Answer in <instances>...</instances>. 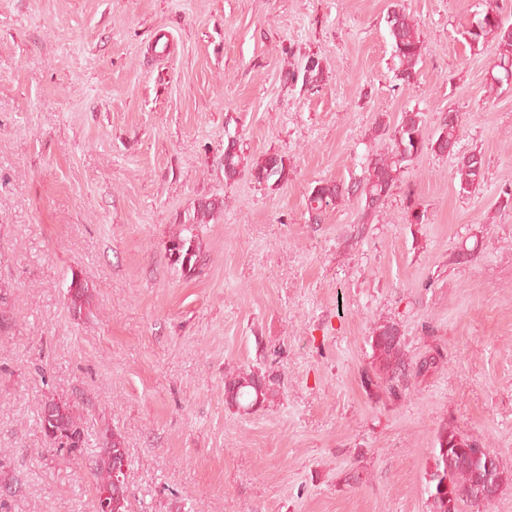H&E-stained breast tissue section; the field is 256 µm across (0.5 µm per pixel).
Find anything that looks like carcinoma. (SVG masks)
Masks as SVG:
<instances>
[{"mask_svg": "<svg viewBox=\"0 0 512 512\" xmlns=\"http://www.w3.org/2000/svg\"><path fill=\"white\" fill-rule=\"evenodd\" d=\"M500 7L496 0H486L485 9L464 31V39L470 48L475 49L488 42L493 44V68L490 86H501L507 69H512V38H506V26L499 19ZM387 23L392 38L394 56L398 59V77L409 84L415 78L417 66L422 59V45L415 25L400 8L388 15ZM320 60L307 58L303 74L292 71L288 79H302L303 85L314 86L321 77ZM462 119L457 112H448L441 117L433 137L423 135V118L420 112H406L394 125L384 118H378L374 131L387 135L391 141L390 151L367 158L363 175L349 182H318L309 191L308 209L314 220L335 208L344 201L360 193L364 201L363 216L376 211L377 204L367 203L368 197L386 199L400 181L403 164L413 157L429 151L436 155H449L457 147ZM470 156H462L457 164L456 175L460 190L472 192L481 186L484 179V164L471 162ZM244 156L237 139L228 137L224 146V177L232 180L243 168ZM292 168L288 156L271 154L252 167L250 174L259 184L283 185L288 182ZM217 200L202 201L194 213L179 223L178 231L169 235L165 250L170 263L185 276L191 277L201 272L202 251L199 229L202 220L217 212ZM406 221L409 224H426L428 215L416 202L406 205ZM89 285L72 274L69 285L70 308L80 315L89 304ZM371 346L377 372L386 376L391 388L406 381L412 372L400 340V329L393 322L379 325L372 337ZM227 403L239 404L240 399L254 396L253 402L266 400L271 392L266 378L255 373H243L224 383ZM39 427L50 450L79 452L85 445V430L80 419L76 418L69 405L55 399L46 403L39 416ZM481 442L457 432L453 428L442 429L433 448V465L428 472L427 488L431 512H463V506L487 508L493 504L503 486L512 481V473L501 463L487 466L486 455H477L476 448ZM128 465L124 452V442L120 434L111 432L105 435L100 452L94 461V477L97 490V512H129V495L125 486L122 467Z\"/></svg>", "mask_w": 512, "mask_h": 512, "instance_id": "obj_1", "label": "carcinoma"}]
</instances>
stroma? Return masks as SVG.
Instances as JSON below:
<instances>
[{"mask_svg":"<svg viewBox=\"0 0 512 512\" xmlns=\"http://www.w3.org/2000/svg\"><path fill=\"white\" fill-rule=\"evenodd\" d=\"M422 42L398 81L386 17ZM483 0H0V512H96L105 434L128 459L130 512H430L438 432L479 439L512 470V88H489L492 48L462 33ZM317 88L285 77L307 56ZM462 117L456 155L412 159L362 223L359 199L312 223L318 181L360 176L386 151L375 118ZM287 155L278 189L224 178ZM484 181L459 190L457 158ZM428 214L405 220L407 196ZM188 278L165 241L205 198ZM91 288L68 309L72 276ZM395 322L398 393L371 336ZM274 391L244 410L227 377ZM67 401L77 454L46 447L39 414ZM243 161L244 156L237 139L228 136L227 145L224 146V177L226 180L234 179L242 171ZM271 385L267 384L265 376L258 375L255 372L239 374L232 377L224 383V391L227 403L231 406L239 404L241 398L249 397L253 394V404L261 399L262 403L271 392Z\"/></svg>","mask_w":512,"mask_h":512,"instance_id":"stroma-1","label":"stroma"}]
</instances>
